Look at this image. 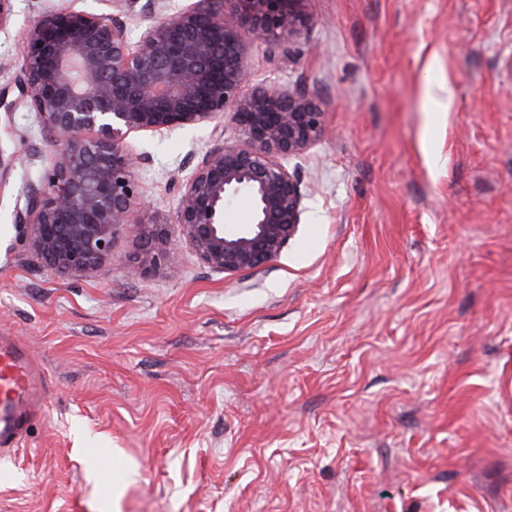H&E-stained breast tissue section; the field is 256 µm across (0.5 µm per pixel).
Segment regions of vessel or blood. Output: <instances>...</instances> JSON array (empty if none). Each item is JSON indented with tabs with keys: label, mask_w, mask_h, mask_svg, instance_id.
Here are the masks:
<instances>
[{
	"label": "vessel or blood",
	"mask_w": 512,
	"mask_h": 512,
	"mask_svg": "<svg viewBox=\"0 0 512 512\" xmlns=\"http://www.w3.org/2000/svg\"><path fill=\"white\" fill-rule=\"evenodd\" d=\"M48 400L42 375L28 353L0 336V457L16 452L29 421Z\"/></svg>",
	"instance_id": "vessel-or-blood-1"
}]
</instances>
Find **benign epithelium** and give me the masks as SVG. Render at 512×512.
<instances>
[{
  "label": "benign epithelium",
  "mask_w": 512,
  "mask_h": 512,
  "mask_svg": "<svg viewBox=\"0 0 512 512\" xmlns=\"http://www.w3.org/2000/svg\"><path fill=\"white\" fill-rule=\"evenodd\" d=\"M103 16L63 6L40 15L23 44V82L55 157L31 188L18 223L51 272L82 278L104 274L115 238L144 244L149 270L166 261L178 271L167 224L147 223L136 169L143 158L127 140L145 133L214 125L231 114L238 137L218 136L179 185V241L220 273L260 267L296 234L305 195L288 159L325 133L320 103L286 85L245 91L252 42L283 47L308 25L304 0H194L174 16L146 0L154 16L138 41L130 21L138 0H115ZM19 160L0 144V186ZM241 195L252 221L231 227L224 209Z\"/></svg>",
  "instance_id": "1"
}]
</instances>
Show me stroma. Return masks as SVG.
I'll use <instances>...</instances> for the list:
<instances>
[{"instance_id":"stroma-1","label":"stroma","mask_w":512,"mask_h":512,"mask_svg":"<svg viewBox=\"0 0 512 512\" xmlns=\"http://www.w3.org/2000/svg\"><path fill=\"white\" fill-rule=\"evenodd\" d=\"M69 2L112 11L14 0L0 35L23 154L0 191V336L51 392L0 458V512H512V0H306L289 57L248 54L250 87L322 106L288 162L296 235L231 274L178 245L175 277L122 236L94 279L49 271L17 223L52 163L23 40ZM213 144L208 126L130 139L150 220H174Z\"/></svg>"}]
</instances>
